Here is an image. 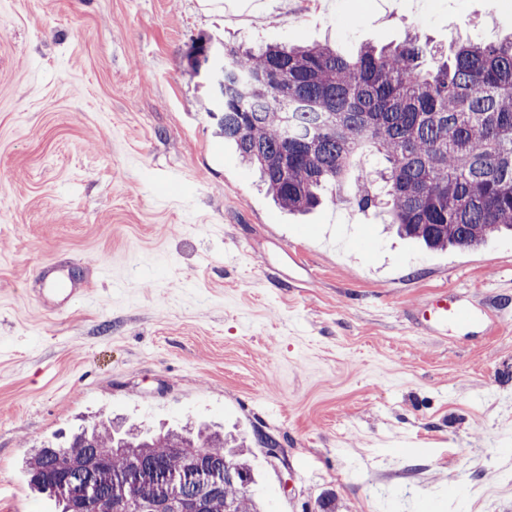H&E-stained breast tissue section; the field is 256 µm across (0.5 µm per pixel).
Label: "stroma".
Here are the masks:
<instances>
[{
	"label": "stroma",
	"mask_w": 512,
	"mask_h": 512,
	"mask_svg": "<svg viewBox=\"0 0 512 512\" xmlns=\"http://www.w3.org/2000/svg\"><path fill=\"white\" fill-rule=\"evenodd\" d=\"M414 31L493 41L512 0H0V512H54L22 452L102 413L237 435L264 512H512V237L430 251L280 209L186 60ZM49 261L90 279L60 315ZM437 288L493 330L416 329Z\"/></svg>",
	"instance_id": "1"
}]
</instances>
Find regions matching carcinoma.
Returning <instances> with one entry per match:
<instances>
[{"label":"carcinoma","mask_w":512,"mask_h":512,"mask_svg":"<svg viewBox=\"0 0 512 512\" xmlns=\"http://www.w3.org/2000/svg\"><path fill=\"white\" fill-rule=\"evenodd\" d=\"M219 134L256 168L281 209L315 208L326 184L336 205L386 216L396 233L432 250L476 249L512 235V34L493 43L452 40L451 53L417 33L396 45L224 44ZM215 467L254 476L243 444L206 426L153 434L99 418L69 445L28 450L33 491L63 474L69 492L134 466L185 469L195 450ZM199 512H260L246 489L183 490Z\"/></svg>","instance_id":"obj_1"}]
</instances>
